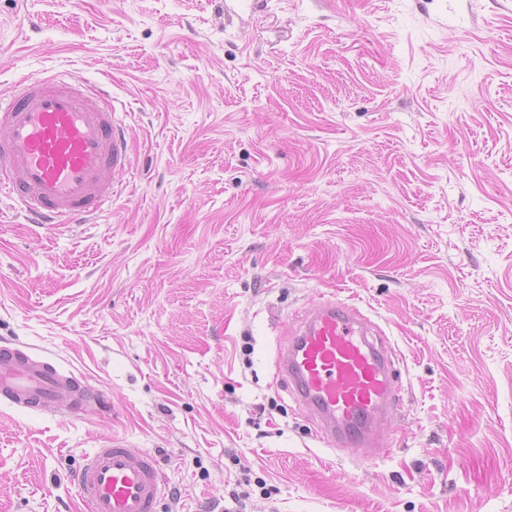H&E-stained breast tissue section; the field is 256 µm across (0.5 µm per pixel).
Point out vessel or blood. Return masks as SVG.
Masks as SVG:
<instances>
[{"mask_svg":"<svg viewBox=\"0 0 512 512\" xmlns=\"http://www.w3.org/2000/svg\"><path fill=\"white\" fill-rule=\"evenodd\" d=\"M129 137L114 109L92 102L85 86L29 77L0 100V174L32 224L84 223L112 198L111 173L129 165ZM277 373L316 416L331 447L376 455L378 423L397 406L395 362L374 324L338 300L316 304L280 344ZM66 394L72 411L88 401L72 374L0 345V399L39 411ZM87 512H154L162 479L154 456L119 446L97 449L76 476Z\"/></svg>","mask_w":512,"mask_h":512,"instance_id":"b4317fda","label":"vessel or blood"}]
</instances>
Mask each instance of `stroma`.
Listing matches in <instances>:
<instances>
[{
	"instance_id": "obj_1",
	"label": "stroma",
	"mask_w": 512,
	"mask_h": 512,
	"mask_svg": "<svg viewBox=\"0 0 512 512\" xmlns=\"http://www.w3.org/2000/svg\"><path fill=\"white\" fill-rule=\"evenodd\" d=\"M107 89L119 188L83 224L0 194V345L88 379L0 401V512H83L119 443L156 512H512V0H0V99ZM322 298L400 360L363 461L276 377Z\"/></svg>"
}]
</instances>
